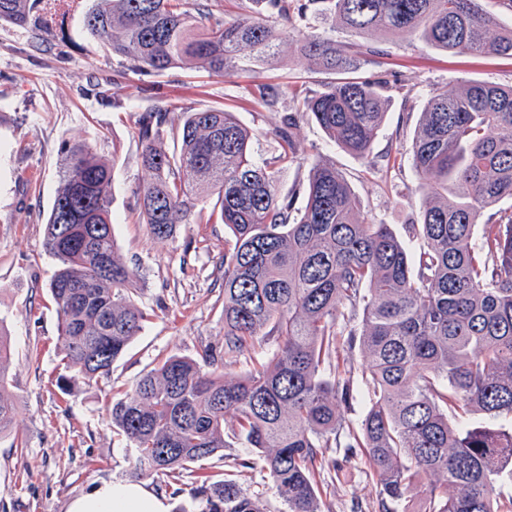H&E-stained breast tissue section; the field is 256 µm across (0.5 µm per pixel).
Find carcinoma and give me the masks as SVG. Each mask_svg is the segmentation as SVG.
Wrapping results in <instances>:
<instances>
[{"instance_id": "1", "label": "carcinoma", "mask_w": 512, "mask_h": 512, "mask_svg": "<svg viewBox=\"0 0 512 512\" xmlns=\"http://www.w3.org/2000/svg\"><path fill=\"white\" fill-rule=\"evenodd\" d=\"M75 0H0V23L67 38ZM223 0H97L83 26L139 73L192 62L212 76L275 65L291 16L332 23L300 51L341 77L280 118L277 149L256 158L252 134L230 112H189L179 152L160 144L166 110L136 121L140 164L151 179L136 190L153 237L177 224L218 220L233 233L224 253V355L272 336L268 363L238 378L170 357L112 400V428L129 443L130 477L193 473L234 435L265 463L287 512H321L332 448L360 455L380 487L379 512H512V85L465 81L429 97L405 156L424 196L420 240L409 250L387 224L364 215L343 171L309 166L293 194L278 176L300 163L294 130L308 117L336 145L366 159L386 117L384 77H358L381 53L347 46L336 29L407 32L449 55L512 56V25L479 0H254L255 14L230 15ZM111 167L86 144L65 149L62 185L45 227L59 262L49 290L60 321L63 385L106 375L142 329L137 271L117 253L108 187ZM216 195L203 215L198 204ZM303 203L296 206L295 197ZM359 345L360 373L336 354ZM367 411L350 409L358 385ZM479 420L457 427L451 415ZM199 512H265L235 483L207 478Z\"/></svg>"}]
</instances>
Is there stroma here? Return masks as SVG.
<instances>
[{"label":"stroma","mask_w":512,"mask_h":512,"mask_svg":"<svg viewBox=\"0 0 512 512\" xmlns=\"http://www.w3.org/2000/svg\"><path fill=\"white\" fill-rule=\"evenodd\" d=\"M68 38L0 24V330L11 340L4 393L14 404L12 426L0 433V512H66L73 498L95 485L126 482L130 450L112 429L113 393L129 389L168 357L213 354L228 377L248 373L277 349L269 338L250 352L224 356V251L232 234L224 224L176 225L153 238L139 219L135 190L149 174L140 165L135 122L145 110L167 111L166 146L187 112L221 109L251 130L255 156L277 145L280 116L300 109L303 96L328 77L314 72L298 52L304 27L290 28L280 62L216 77L189 68L160 74L125 71L82 27L67 19ZM385 53L362 64L364 75L388 84L385 123L374 140L373 164L329 141L310 119L295 140L301 157L324 158L344 171L364 213L403 233L421 210L417 177L409 162L394 163L413 135L427 99L459 82L512 85V58L450 56L405 32L380 35ZM277 87L275 107L253 91ZM86 143L114 163L111 219L120 257L144 283L138 303L147 320L109 374L62 392L57 348V307L48 285L56 268L44 250L45 224L61 186L64 145ZM321 475L322 512H378L379 489L364 459ZM200 474L234 481L261 499L266 512H286L264 463L236 439L201 461Z\"/></svg>","instance_id":"stroma-1"}]
</instances>
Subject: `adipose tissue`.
<instances>
[{
	"label": "adipose tissue",
	"instance_id": "obj_1",
	"mask_svg": "<svg viewBox=\"0 0 512 512\" xmlns=\"http://www.w3.org/2000/svg\"><path fill=\"white\" fill-rule=\"evenodd\" d=\"M67 512H171V505L147 484L104 482L70 501Z\"/></svg>",
	"mask_w": 512,
	"mask_h": 512
}]
</instances>
